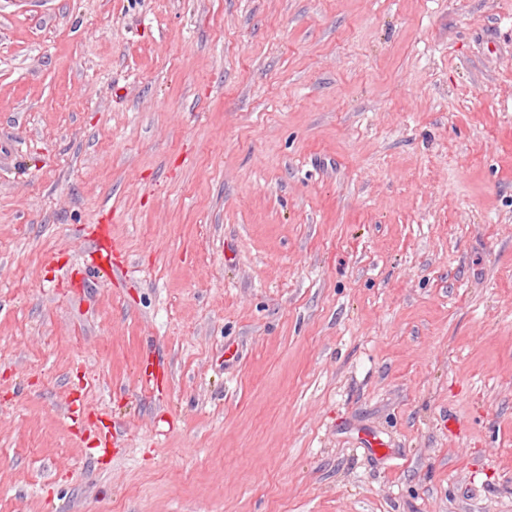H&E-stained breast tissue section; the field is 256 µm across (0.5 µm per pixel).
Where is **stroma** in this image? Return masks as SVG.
<instances>
[{
    "instance_id": "35a3bbf8",
    "label": "stroma",
    "mask_w": 512,
    "mask_h": 512,
    "mask_svg": "<svg viewBox=\"0 0 512 512\" xmlns=\"http://www.w3.org/2000/svg\"><path fill=\"white\" fill-rule=\"evenodd\" d=\"M0 142V512H512V0H0Z\"/></svg>"
}]
</instances>
